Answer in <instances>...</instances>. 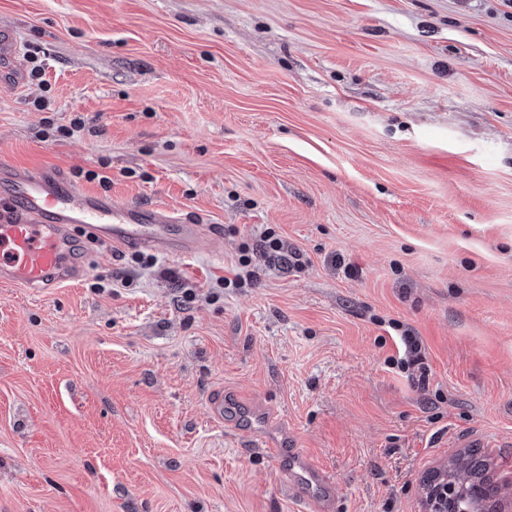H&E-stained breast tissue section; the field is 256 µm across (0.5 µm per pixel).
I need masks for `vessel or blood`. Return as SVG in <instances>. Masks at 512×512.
<instances>
[{"mask_svg":"<svg viewBox=\"0 0 512 512\" xmlns=\"http://www.w3.org/2000/svg\"><path fill=\"white\" fill-rule=\"evenodd\" d=\"M22 51L14 34H0V82L21 86ZM81 224L107 246L189 256L199 248V227L163 208L144 209L84 190L64 173L21 170L0 163V282L39 293L74 282L87 269L76 253L70 227ZM269 456L297 465L298 497L322 482L320 468L302 449L268 443Z\"/></svg>","mask_w":512,"mask_h":512,"instance_id":"b4317fda","label":"vessel or blood"}]
</instances>
